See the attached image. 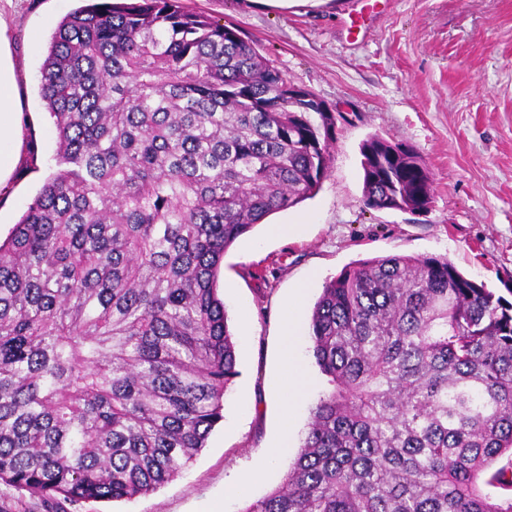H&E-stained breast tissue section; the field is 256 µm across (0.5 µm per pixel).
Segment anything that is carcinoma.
<instances>
[{
    "label": "carcinoma",
    "mask_w": 512,
    "mask_h": 512,
    "mask_svg": "<svg viewBox=\"0 0 512 512\" xmlns=\"http://www.w3.org/2000/svg\"><path fill=\"white\" fill-rule=\"evenodd\" d=\"M56 170L0 243V484L47 512L178 477L238 376L226 251L319 188L336 115L180 0H96L40 71ZM363 203H432L421 155L361 145ZM328 388L244 512H512V303L446 257L361 259L309 325Z\"/></svg>",
    "instance_id": "obj_1"
}]
</instances>
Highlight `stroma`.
Listing matches in <instances>:
<instances>
[{
    "label": "stroma",
    "mask_w": 512,
    "mask_h": 512,
    "mask_svg": "<svg viewBox=\"0 0 512 512\" xmlns=\"http://www.w3.org/2000/svg\"><path fill=\"white\" fill-rule=\"evenodd\" d=\"M77 0H14L0 7L21 73V149L0 189L6 237L50 172L55 130L39 94L52 34ZM187 10L234 28L292 85L336 115L326 178L315 195L270 216L299 224L294 238L265 225L225 253L219 296L236 341L237 369L224 418L173 481L131 502H87L69 512H224L245 508L278 486L292 465L309 413L327 381L312 357L306 325L326 281L350 263L389 255L444 256L496 294L512 292V0H387L357 30V0H301L268 10L252 0H183ZM379 135L414 148L433 174L424 215L363 205L360 147ZM307 292L297 356L312 376L294 404L281 390V316L299 285ZM291 452L264 461L283 430ZM249 478L230 498L226 486Z\"/></svg>",
    "instance_id": "1"
}]
</instances>
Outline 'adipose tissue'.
I'll return each instance as SVG.
<instances>
[{"mask_svg":"<svg viewBox=\"0 0 512 512\" xmlns=\"http://www.w3.org/2000/svg\"><path fill=\"white\" fill-rule=\"evenodd\" d=\"M20 112L17 108V75L4 28L0 27V181L5 180L14 167L18 154L17 137ZM297 299H290L283 318L282 362L286 368L283 390L290 399H297L306 391L309 380L296 356L298 323L295 315Z\"/></svg>","mask_w":512,"mask_h":512,"instance_id":"ef3b65f1","label":"adipose tissue"}]
</instances>
